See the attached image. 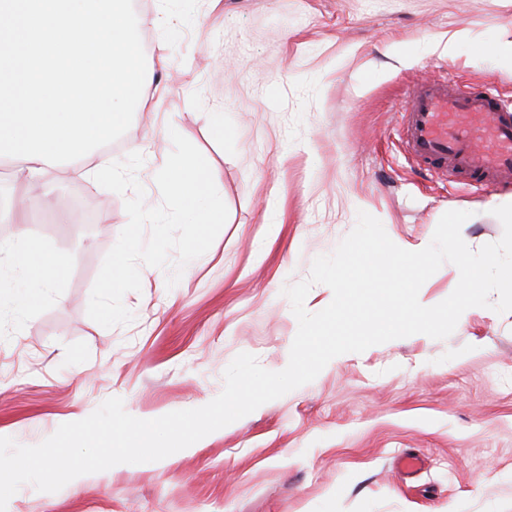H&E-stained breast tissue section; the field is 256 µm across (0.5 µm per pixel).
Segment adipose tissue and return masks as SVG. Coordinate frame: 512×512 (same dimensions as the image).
I'll return each instance as SVG.
<instances>
[{
	"instance_id": "ef3b65f1",
	"label": "adipose tissue",
	"mask_w": 512,
	"mask_h": 512,
	"mask_svg": "<svg viewBox=\"0 0 512 512\" xmlns=\"http://www.w3.org/2000/svg\"><path fill=\"white\" fill-rule=\"evenodd\" d=\"M76 254L57 255L33 245L26 233H19L10 241H0V289L13 291V303L19 311L28 310L33 290L27 286L30 275H39V288L54 286L57 276L71 268Z\"/></svg>"
}]
</instances>
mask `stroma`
Returning <instances> with one entry per match:
<instances>
[{"label": "stroma", "mask_w": 512, "mask_h": 512, "mask_svg": "<svg viewBox=\"0 0 512 512\" xmlns=\"http://www.w3.org/2000/svg\"><path fill=\"white\" fill-rule=\"evenodd\" d=\"M147 62L158 41L150 109L108 145L112 160L144 146L145 203L175 128L208 161L229 216L209 250L167 286L141 267L123 302L130 324L87 315L103 259L128 217L92 161L56 164L45 204L9 211L19 230L78 260L26 315L0 305V437L36 445L106 399L154 419L209 403L236 355L279 370L298 323L282 290L332 253L358 211L388 236L430 242L441 216L469 212L471 249L498 241L492 215L512 183L486 192L429 173L408 155L399 109L409 86L445 76L494 78L512 102V70L494 47L512 41V0H133ZM172 23L148 25L156 13ZM456 41L454 57L410 54L423 34ZM73 223L59 218L70 202ZM282 227L271 236L265 215ZM421 457L403 471L402 457ZM7 512H512V312L473 308L451 336L415 334L324 368L160 461L90 474L55 493L23 485Z\"/></svg>", "instance_id": "1"}]
</instances>
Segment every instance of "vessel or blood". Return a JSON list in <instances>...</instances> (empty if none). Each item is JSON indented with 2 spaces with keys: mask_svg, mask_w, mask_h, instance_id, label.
Listing matches in <instances>:
<instances>
[{
  "mask_svg": "<svg viewBox=\"0 0 512 512\" xmlns=\"http://www.w3.org/2000/svg\"><path fill=\"white\" fill-rule=\"evenodd\" d=\"M401 113L407 151L428 170L469 176L484 189L512 179V103L491 83L427 81L409 90Z\"/></svg>",
  "mask_w": 512,
  "mask_h": 512,
  "instance_id": "vessel-or-blood-1",
  "label": "vessel or blood"
}]
</instances>
